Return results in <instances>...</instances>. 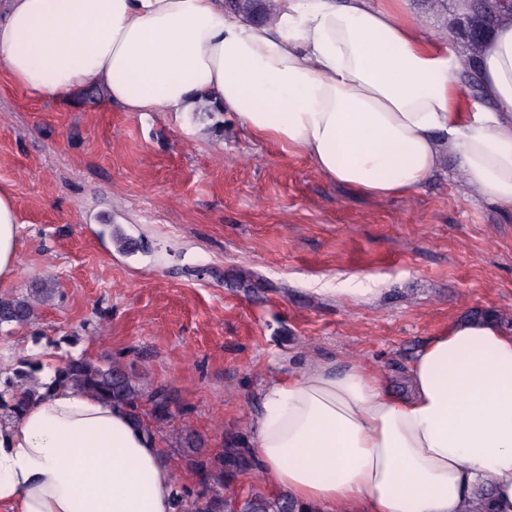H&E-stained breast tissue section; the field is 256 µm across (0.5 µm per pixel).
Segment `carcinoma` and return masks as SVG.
I'll use <instances>...</instances> for the list:
<instances>
[{
    "label": "carcinoma",
    "mask_w": 512,
    "mask_h": 512,
    "mask_svg": "<svg viewBox=\"0 0 512 512\" xmlns=\"http://www.w3.org/2000/svg\"><path fill=\"white\" fill-rule=\"evenodd\" d=\"M231 10L255 17L262 15L264 20L272 16V4L268 0H226ZM512 13V6H503L495 11L472 7L467 17L461 37L468 52L467 69H475V61L483 38L492 28L498 17ZM54 289L42 286L30 289L24 297H0V329L5 326H24L36 315L35 303L50 301ZM42 364L36 359H22L0 378V411L3 415L17 418L27 406L40 396V390H48L56 384H69L90 391L112 406H121L139 417L135 409L145 404L149 407L150 422L148 433L156 436L162 433L172 418L171 407L178 406V399L164 396L166 387L158 386L143 389L135 380L134 366L118 362L97 364L86 356L67 354L52 372L43 376ZM184 468L203 477V486L213 494L207 501L183 499L179 502V512H315L311 507L292 500L286 494L262 495L240 494L233 490L240 472L250 471L256 475L258 468L253 463L252 450L245 447L241 433L230 435L224 440V450L216 456L186 452L182 456Z\"/></svg>",
    "instance_id": "carcinoma-1"
}]
</instances>
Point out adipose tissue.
<instances>
[{"instance_id": "obj_1", "label": "adipose tissue", "mask_w": 512, "mask_h": 512, "mask_svg": "<svg viewBox=\"0 0 512 512\" xmlns=\"http://www.w3.org/2000/svg\"><path fill=\"white\" fill-rule=\"evenodd\" d=\"M406 0H274L258 25L225 0H6L0 71L30 97L88 88L127 112L235 113L329 179L380 198L443 159L464 188L512 208V16L483 43L484 105L460 46L424 35ZM20 222L0 190V282ZM396 391L356 363L268 380L253 416L268 485L317 512H512V330L455 320ZM169 457L128 412L57 385L0 424V512H175Z\"/></svg>"}]
</instances>
